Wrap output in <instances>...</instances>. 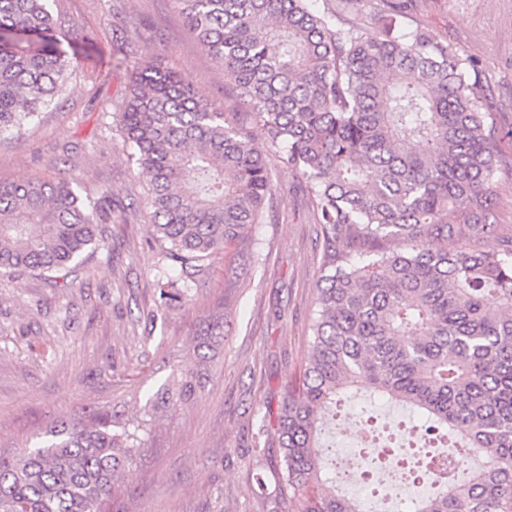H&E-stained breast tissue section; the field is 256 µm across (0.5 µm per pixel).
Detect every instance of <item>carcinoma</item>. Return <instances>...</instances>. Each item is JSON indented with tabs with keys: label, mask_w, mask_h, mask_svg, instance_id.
Returning <instances> with one entry per match:
<instances>
[{
	"label": "carcinoma",
	"mask_w": 512,
	"mask_h": 512,
	"mask_svg": "<svg viewBox=\"0 0 512 512\" xmlns=\"http://www.w3.org/2000/svg\"><path fill=\"white\" fill-rule=\"evenodd\" d=\"M50 2L0 0V133L66 91L73 60ZM314 2L175 0L252 111L132 66L113 118L150 178L156 238L183 269L224 255L272 217L268 158L297 171L323 247L312 352L276 424L300 512H364L329 486L322 442L343 396L362 389L417 408L426 435L482 458L464 480L448 467L415 512H512V235L495 212V115L474 66L405 24L402 6L387 3L371 35ZM111 198L86 203L67 176L0 183V274L66 269L97 243ZM158 280L161 297L185 295L169 271ZM212 350L199 342L196 368H173L142 418L98 411L0 455V512H107L150 417L195 399Z\"/></svg>",
	"instance_id": "obj_1"
}]
</instances>
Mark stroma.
I'll use <instances>...</instances> for the list:
<instances>
[{
    "instance_id": "1",
    "label": "stroma",
    "mask_w": 512,
    "mask_h": 512,
    "mask_svg": "<svg viewBox=\"0 0 512 512\" xmlns=\"http://www.w3.org/2000/svg\"><path fill=\"white\" fill-rule=\"evenodd\" d=\"M412 23L475 64L481 95L503 134L495 174L496 211L512 230V0H406ZM322 11L381 25L383 0H316ZM61 46L75 58L57 107L0 134V183L64 173L83 199L111 188L116 221L98 224L101 244L86 250L66 281L39 273L0 276V453L22 448L51 423L107 410L142 413L173 366H190L213 318L224 338L195 400L156 415L145 449L118 498L122 512H299L283 479L275 435L286 382L311 354L315 283L322 239L300 176L270 159L280 204L276 222L248 226L230 255L175 271L188 301L160 297L166 263L146 204L149 179L128 158L112 114L129 82L116 61L123 23L134 20L131 62L169 68L229 112L249 109L223 70L183 24L173 0H54ZM337 447L354 450L362 422L408 423L409 410L356 396L342 403Z\"/></svg>"
}]
</instances>
